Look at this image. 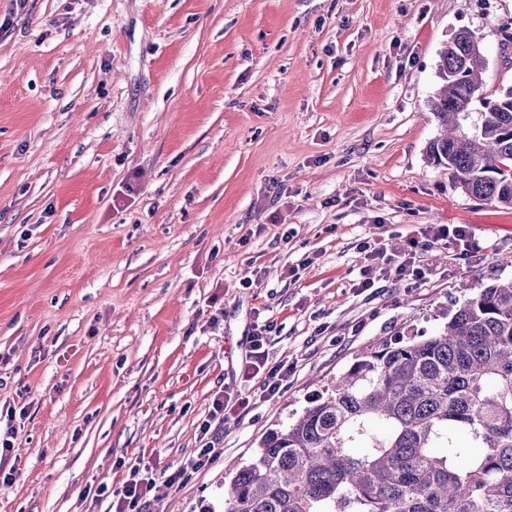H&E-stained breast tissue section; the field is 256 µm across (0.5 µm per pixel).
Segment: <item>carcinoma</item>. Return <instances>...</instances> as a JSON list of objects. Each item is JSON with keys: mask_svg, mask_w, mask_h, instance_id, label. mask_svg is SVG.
<instances>
[{"mask_svg": "<svg viewBox=\"0 0 512 512\" xmlns=\"http://www.w3.org/2000/svg\"><path fill=\"white\" fill-rule=\"evenodd\" d=\"M438 56L427 156L466 195L512 207V85L484 96L488 59L468 30ZM224 512H512V281L434 336L376 341L261 439Z\"/></svg>", "mask_w": 512, "mask_h": 512, "instance_id": "obj_1", "label": "carcinoma"}]
</instances>
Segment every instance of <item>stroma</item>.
Returning a JSON list of instances; mask_svg holds the SVG:
<instances>
[{
  "label": "stroma",
  "instance_id": "35a3bbf8",
  "mask_svg": "<svg viewBox=\"0 0 512 512\" xmlns=\"http://www.w3.org/2000/svg\"><path fill=\"white\" fill-rule=\"evenodd\" d=\"M512 0H0V404L27 415L0 512H79L149 465V512H224L233 472L380 338L512 280V208L428 163L438 52L512 84ZM422 278L355 282L377 240ZM293 371L243 378L254 326ZM218 455L182 487L216 392ZM209 421V420H208ZM469 231L465 225L457 224H432L419 230L417 236L407 240L406 247L401 255L388 254L383 243L366 241L361 245L364 254L365 265L360 269L359 281L355 284L360 291L372 288L377 273L382 272L394 275L399 280L414 279L421 272L414 268L417 252L429 243H448L469 245ZM249 406L248 400L236 399L233 401L231 394L227 391H218L212 401L211 418L224 421L230 411L236 412Z\"/></svg>",
  "mask_w": 512,
  "mask_h": 512
}]
</instances>
